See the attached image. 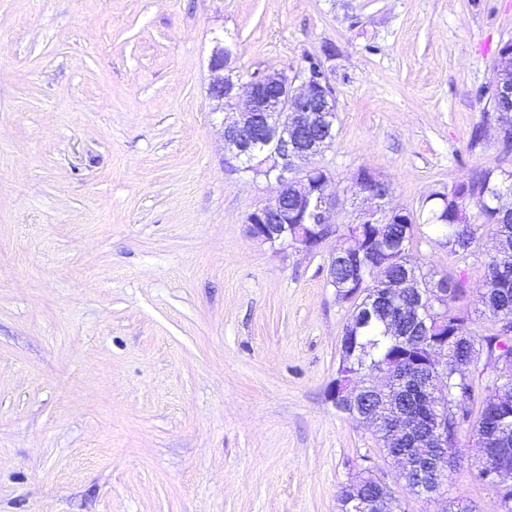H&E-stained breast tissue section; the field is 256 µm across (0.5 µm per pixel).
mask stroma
Segmentation results:
<instances>
[{"label":"stroma","mask_w":512,"mask_h":512,"mask_svg":"<svg viewBox=\"0 0 512 512\" xmlns=\"http://www.w3.org/2000/svg\"><path fill=\"white\" fill-rule=\"evenodd\" d=\"M512 37V0H0V512H340L368 472L403 486L370 426L328 396L349 304L312 253L253 239L275 180L232 173L208 62L296 70L324 45L336 229L360 170L419 211L484 167L512 170L478 90ZM490 239L449 256L476 334ZM460 432L448 495L502 512Z\"/></svg>","instance_id":"obj_1"}]
</instances>
